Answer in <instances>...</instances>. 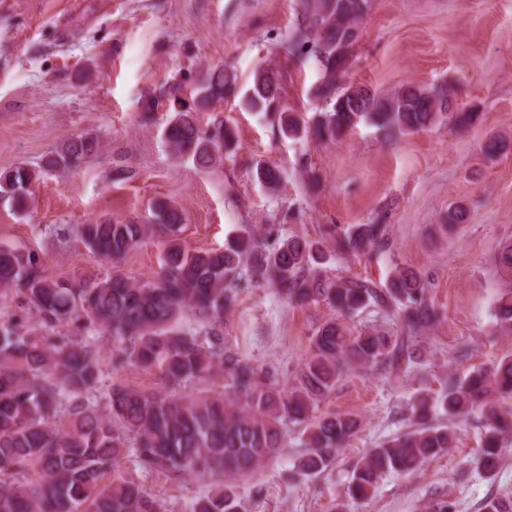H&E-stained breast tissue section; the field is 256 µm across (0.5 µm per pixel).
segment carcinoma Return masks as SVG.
<instances>
[{"label":"carcinoma","instance_id":"cac0c4a2","mask_svg":"<svg viewBox=\"0 0 512 512\" xmlns=\"http://www.w3.org/2000/svg\"><path fill=\"white\" fill-rule=\"evenodd\" d=\"M371 0H302V19L283 46L324 72L315 98L325 103L313 123L285 105L277 74L260 67L246 90L222 68L198 77L192 105L176 109L163 129L175 157L203 169L222 159L234 141L221 121L204 130L198 113L240 96V106L261 112L285 137L308 135L334 142L360 124L390 135L424 131L448 118V88L406 85L389 97L342 82L357 28ZM182 84L139 99L153 112L162 99L176 103ZM99 147L98 139L73 136L46 162L76 169ZM37 171L17 166L0 173V200L21 205L32 197ZM256 182L273 190L279 169L259 165ZM182 215L166 204L155 223L96 220L81 226L86 248L112 262L103 279H52L34 254L0 245V303L23 296L33 322L0 324V512H160L161 501L144 479L206 481L189 512H242L232 481L253 474L287 446L290 426L300 428L303 450L294 468L318 476L332 468L343 444L358 430L348 415L315 409L350 368L407 370L423 350L418 333L436 314L427 301V277L398 267L388 287L331 278L323 273L330 253L319 243L245 224L222 249H186L179 239ZM164 245L161 270L136 282L119 266L146 238ZM385 226L355 224L339 238L342 252L365 255L383 246ZM242 283L267 286L288 303L324 301L344 315L370 305L402 312L408 336L381 331L350 334L336 321L311 340L291 386L263 374L224 339V313ZM112 341L111 354L101 339ZM159 371L163 390L141 389L118 377L130 369ZM512 395V357L466 378L448 377L435 397L416 396L409 430L367 450L354 468L349 495L364 499L389 473L407 474L448 453L456 424L476 410L482 422L478 466L491 479L512 439V410L499 398ZM127 462L140 477L121 476Z\"/></svg>","mask_w":512,"mask_h":512}]
</instances>
